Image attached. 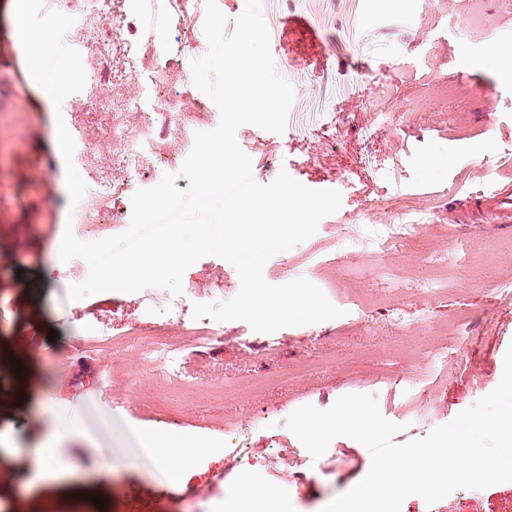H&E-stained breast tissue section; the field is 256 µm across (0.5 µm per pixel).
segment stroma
<instances>
[{
  "instance_id": "35a3bbf8",
  "label": "stroma",
  "mask_w": 512,
  "mask_h": 512,
  "mask_svg": "<svg viewBox=\"0 0 512 512\" xmlns=\"http://www.w3.org/2000/svg\"><path fill=\"white\" fill-rule=\"evenodd\" d=\"M10 3L0 0V512H241L232 492L244 476L270 512L283 507L276 498L283 489L288 512H322L360 481L371 455L339 437L312 459L286 426L295 409L325 410L342 395L372 394L383 416L401 424L395 440L405 443L498 385L512 344V302L503 297L512 291V252L492 245L512 241V228L489 203L471 200L488 184L482 163L512 165V76L484 63L501 34L512 33V0H483L484 30L470 23L474 0H261L275 67L294 100L283 133L244 125L237 141L258 183L284 170L309 188L342 195L339 211L307 241L270 258L263 274L274 285L303 276L319 287L335 277L329 299L344 314L271 335L225 322L223 342L187 345L182 380L165 383L132 351L80 345L67 288L88 271L53 258L68 216L54 132L64 117L74 163L96 196L94 221L114 233L128 228L137 189L172 172L177 188H187L178 171L194 134L214 129L220 113L212 103L185 113L181 136L168 134L166 117L171 100L205 98L191 71L207 50L204 0H192L184 23L169 0H122L116 9L107 2L66 35L90 62L92 50H111L118 10L129 43L151 41L171 62L170 80L154 90L136 79L122 86L128 104H151L165 150L112 196L96 185L122 176L123 163L89 149L109 130V88L87 82L54 108L27 76ZM491 85L493 99L482 94ZM47 169L51 177L42 178ZM405 216L421 224L422 243L382 250L389 225ZM457 243L486 253L449 267L447 289L430 295L423 252L443 258ZM383 269L400 281L396 296L373 287ZM182 284L215 289L225 300L240 289L234 266L216 256L193 264ZM82 304L119 333L139 321L147 294L103 292ZM444 345L460 351L446 373L427 359ZM15 359L23 364L19 377ZM64 359L71 362L65 377L57 371ZM259 375L276 381L255 394L243 381ZM217 377L224 380L220 395L209 387ZM104 423L111 438L68 445L65 477L26 485L28 452L48 425L94 431ZM146 431L201 447L180 482L150 472L138 442ZM107 460L112 472L100 475ZM96 496L103 506L93 504ZM401 512H512V482L459 489L431 506L411 496Z\"/></svg>"
}]
</instances>
